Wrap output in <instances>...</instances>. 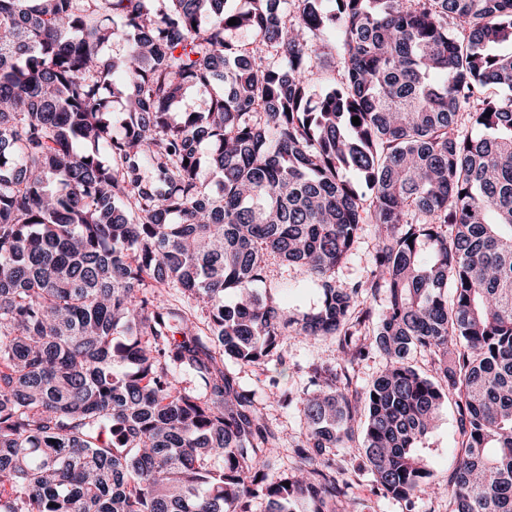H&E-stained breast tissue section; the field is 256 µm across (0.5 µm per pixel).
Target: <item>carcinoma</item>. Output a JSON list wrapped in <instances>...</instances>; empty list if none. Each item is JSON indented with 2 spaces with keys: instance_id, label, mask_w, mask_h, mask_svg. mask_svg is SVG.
<instances>
[{
  "instance_id": "obj_1",
  "label": "carcinoma",
  "mask_w": 512,
  "mask_h": 512,
  "mask_svg": "<svg viewBox=\"0 0 512 512\" xmlns=\"http://www.w3.org/2000/svg\"><path fill=\"white\" fill-rule=\"evenodd\" d=\"M228 2L0 0V512H360L331 459L357 431L383 496H432L451 396L452 512H512V96L471 104L512 92V0ZM277 259L315 311L252 293ZM290 331L337 355L282 395L281 471L240 368ZM375 244L376 239L372 224H361L352 255L336 269L338 284L350 285L364 281L370 276L374 269ZM385 367V359L377 353H373L355 367L353 383L361 388L367 385Z\"/></svg>"
}]
</instances>
